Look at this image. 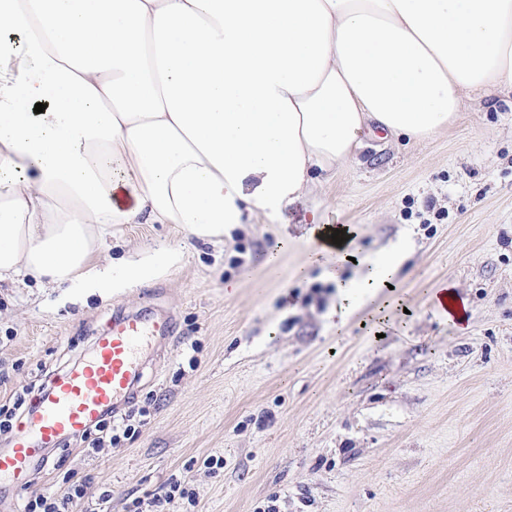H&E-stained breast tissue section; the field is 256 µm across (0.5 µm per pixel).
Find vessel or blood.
<instances>
[{
    "mask_svg": "<svg viewBox=\"0 0 512 512\" xmlns=\"http://www.w3.org/2000/svg\"><path fill=\"white\" fill-rule=\"evenodd\" d=\"M172 331L171 322L139 317L114 319L97 337L91 356L59 375L37 400L8 448L0 450V489L23 488L47 449L97 421L107 409H119L142 373L143 350Z\"/></svg>",
    "mask_w": 512,
    "mask_h": 512,
    "instance_id": "obj_1",
    "label": "vessel or blood"
}]
</instances>
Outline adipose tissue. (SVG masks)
I'll return each mask as SVG.
<instances>
[{
    "mask_svg": "<svg viewBox=\"0 0 512 512\" xmlns=\"http://www.w3.org/2000/svg\"><path fill=\"white\" fill-rule=\"evenodd\" d=\"M4 29L0 281L57 288L153 274L93 263L115 225L277 221L365 136L512 84V0H0Z\"/></svg>",
    "mask_w": 512,
    "mask_h": 512,
    "instance_id": "adipose-tissue-1",
    "label": "adipose tissue"
}]
</instances>
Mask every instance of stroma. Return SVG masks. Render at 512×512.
I'll return each instance as SVG.
<instances>
[{
	"instance_id": "stroma-1",
	"label": "stroma",
	"mask_w": 512,
	"mask_h": 512,
	"mask_svg": "<svg viewBox=\"0 0 512 512\" xmlns=\"http://www.w3.org/2000/svg\"><path fill=\"white\" fill-rule=\"evenodd\" d=\"M314 208L350 229L354 261L322 251ZM385 251L404 257L392 288L345 302L341 283ZM127 259L157 271L106 292L0 284V408L80 364L114 316L174 321L143 357L141 433L108 457L76 440L49 449L0 512L66 472L123 512L179 471L198 504L163 512H263L271 499L277 512H512L511 86L465 93L422 140L368 137L280 223L258 214L219 243L125 224L94 255ZM444 287L465 321L437 307ZM212 455L223 469L204 468Z\"/></svg>"
}]
</instances>
